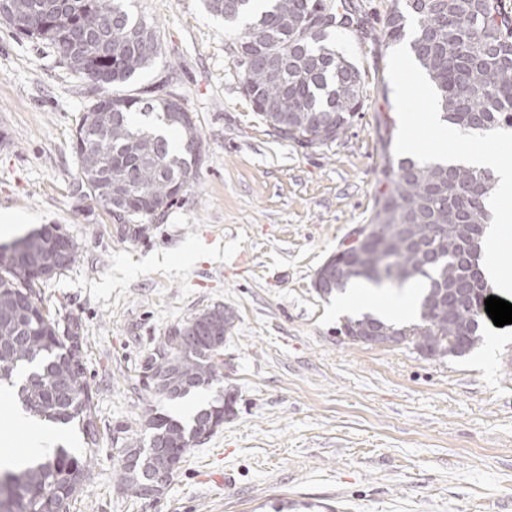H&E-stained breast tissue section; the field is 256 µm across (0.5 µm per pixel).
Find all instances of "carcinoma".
<instances>
[{
	"mask_svg": "<svg viewBox=\"0 0 512 512\" xmlns=\"http://www.w3.org/2000/svg\"><path fill=\"white\" fill-rule=\"evenodd\" d=\"M37 19L25 38L42 44L59 64L87 84L93 96L76 127L74 150L80 175L77 191L107 215L116 203L141 195L169 209L193 184L201 140L193 116L171 82L153 89L128 90V82L162 54L155 23L136 14L130 0H0ZM208 0L211 12L229 24L250 17L245 31L229 46L243 93L254 112L279 138L312 148L334 142L364 109L361 75L329 43L337 26L364 28L354 0ZM414 32L409 50L425 70L439 97L443 120L466 132L473 122L486 129L512 128V0H392L381 34L387 43ZM80 39L94 56L91 75L76 68ZM382 188L376 197L375 231L364 242L340 248L335 262L343 282L366 280L378 287L402 288L425 282L418 311L407 322L370 313L343 325L371 319L360 335L404 336L417 349L426 343L473 345L465 338L477 303L462 298L439 305V288H487L480 267L481 241L489 221L487 201L495 186L489 169L422 163L385 151ZM52 261L49 238L28 234L24 261L7 264L0 255V385L14 389L30 416L78 426L85 443L95 446L99 430L94 401L81 356L80 324L70 334L39 304L26 269ZM221 351L202 336L177 347L166 336L142 365L152 372L148 391L175 401L218 380ZM238 394L220 397L185 423L158 412L145 419V440L130 449L141 460L151 444L187 454L204 419L235 415ZM91 478V458L61 447L19 471H0V512H70Z\"/></svg>",
	"mask_w": 512,
	"mask_h": 512,
	"instance_id": "carcinoma-1",
	"label": "carcinoma"
}]
</instances>
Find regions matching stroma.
<instances>
[{"label": "stroma", "mask_w": 512, "mask_h": 512, "mask_svg": "<svg viewBox=\"0 0 512 512\" xmlns=\"http://www.w3.org/2000/svg\"><path fill=\"white\" fill-rule=\"evenodd\" d=\"M157 24L163 52L132 87L172 79L202 138L192 187L145 235L117 234L75 195L73 149L88 105L83 82L52 49L0 24V212L19 235L56 226L77 259L34 290L61 325L81 326L100 439L78 430L91 478L70 512H272L282 500L328 512H512V324H481L465 357L345 336L341 308L316 293L317 270L370 223L383 168L380 122L396 118L392 50L354 29L330 42L360 71L365 108L336 141L280 139L251 109L228 53L240 27L205 0H134ZM198 253L184 257L187 242ZM233 309L220 379L170 402L139 383L141 365L173 329ZM235 416L191 450L156 500L120 488L121 450L153 410L190 421L221 389ZM232 480L218 483V476Z\"/></svg>", "instance_id": "obj_1"}]
</instances>
